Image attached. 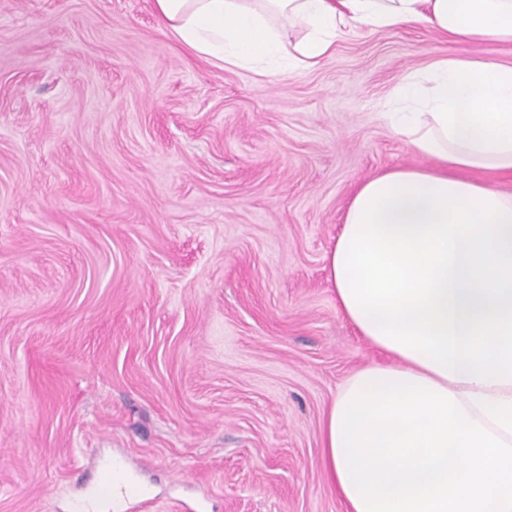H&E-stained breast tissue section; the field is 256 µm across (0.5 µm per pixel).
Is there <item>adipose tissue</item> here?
<instances>
[{
    "label": "adipose tissue",
    "mask_w": 512,
    "mask_h": 512,
    "mask_svg": "<svg viewBox=\"0 0 512 512\" xmlns=\"http://www.w3.org/2000/svg\"><path fill=\"white\" fill-rule=\"evenodd\" d=\"M216 66H314L347 29L426 23L512 43V0H153ZM423 168L362 182L327 256L338 306L387 362L353 373L324 425L347 512H512V66L435 61L392 90Z\"/></svg>",
    "instance_id": "adipose-tissue-1"
}]
</instances>
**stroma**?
Here are the masks:
<instances>
[{"label": "stroma", "instance_id": "35a3bbf8", "mask_svg": "<svg viewBox=\"0 0 512 512\" xmlns=\"http://www.w3.org/2000/svg\"><path fill=\"white\" fill-rule=\"evenodd\" d=\"M458 55L512 43L356 29L259 74L152 0H0V512H75L115 458L149 512H343L324 420L386 356L326 256L360 183L430 166L384 112Z\"/></svg>", "mask_w": 512, "mask_h": 512}]
</instances>
